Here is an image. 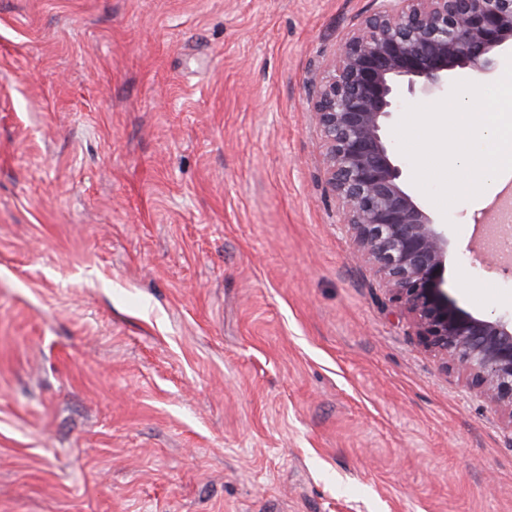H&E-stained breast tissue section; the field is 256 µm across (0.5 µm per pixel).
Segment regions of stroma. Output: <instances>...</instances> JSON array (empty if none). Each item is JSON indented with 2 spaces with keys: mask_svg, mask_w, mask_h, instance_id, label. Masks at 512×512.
<instances>
[{
  "mask_svg": "<svg viewBox=\"0 0 512 512\" xmlns=\"http://www.w3.org/2000/svg\"><path fill=\"white\" fill-rule=\"evenodd\" d=\"M373 0H0V512H512V431L356 260L309 110ZM453 204L448 293L512 315Z\"/></svg>",
  "mask_w": 512,
  "mask_h": 512,
  "instance_id": "obj_1",
  "label": "stroma"
}]
</instances>
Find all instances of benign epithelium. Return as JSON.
<instances>
[{"label": "benign epithelium", "mask_w": 512, "mask_h": 512, "mask_svg": "<svg viewBox=\"0 0 512 512\" xmlns=\"http://www.w3.org/2000/svg\"><path fill=\"white\" fill-rule=\"evenodd\" d=\"M322 64L310 112L325 147V180L416 336L447 371L466 376L512 430V319L475 315L448 295V228L406 180L385 138L404 100L440 98L461 73L486 76L512 47V0H374Z\"/></svg>", "instance_id": "7a95c632"}]
</instances>
